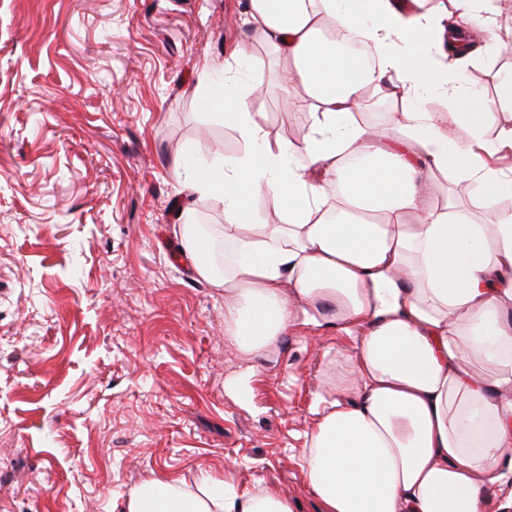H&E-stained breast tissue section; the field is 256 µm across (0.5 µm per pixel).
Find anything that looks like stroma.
Returning <instances> with one entry per match:
<instances>
[{"mask_svg":"<svg viewBox=\"0 0 512 512\" xmlns=\"http://www.w3.org/2000/svg\"><path fill=\"white\" fill-rule=\"evenodd\" d=\"M246 0H0V512H120L142 482L223 477L320 512L292 451L316 419L328 324L297 320L276 360L235 350L224 291L197 278L181 228L199 210L180 157L237 143L199 78L247 84L229 52ZM476 40L466 85L495 101L512 68V0ZM271 140L310 119L253 93ZM253 376L239 392L227 379Z\"/></svg>","mask_w":512,"mask_h":512,"instance_id":"obj_1","label":"stroma"}]
</instances>
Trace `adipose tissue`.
Instances as JSON below:
<instances>
[{
  "label": "adipose tissue",
  "instance_id": "obj_1",
  "mask_svg": "<svg viewBox=\"0 0 512 512\" xmlns=\"http://www.w3.org/2000/svg\"><path fill=\"white\" fill-rule=\"evenodd\" d=\"M443 24L430 0H249L244 23L284 60L268 92L308 112L300 144L271 145L251 87L201 79L238 143L223 163L189 173L190 188L224 200L210 259L197 227H182L194 274L224 291L237 349L274 357L298 315L331 311L349 349L325 365L317 420L297 451L321 512H494L512 501V217L475 221L471 206L512 199V71L495 104L456 68L474 41L461 22L492 0H451ZM359 36L367 65L337 41ZM410 106L374 129L356 122L369 95ZM442 102L432 112L428 102ZM451 182L445 196L436 177ZM279 221L258 224V199ZM122 512H294L278 492L232 475L193 492L182 480L135 487Z\"/></svg>",
  "mask_w": 512,
  "mask_h": 512
}]
</instances>
